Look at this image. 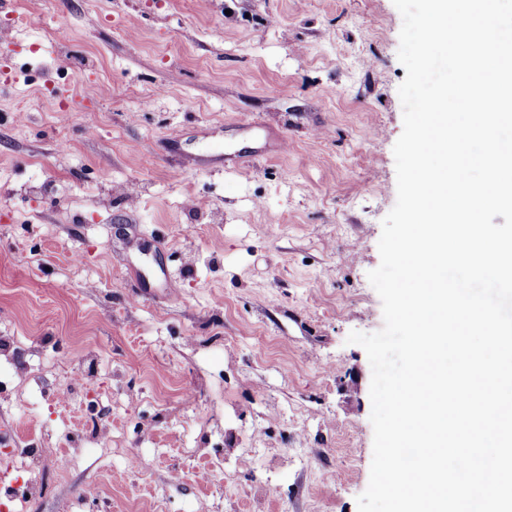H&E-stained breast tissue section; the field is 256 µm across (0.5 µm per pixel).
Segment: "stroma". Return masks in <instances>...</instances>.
<instances>
[{"label": "stroma", "mask_w": 512, "mask_h": 512, "mask_svg": "<svg viewBox=\"0 0 512 512\" xmlns=\"http://www.w3.org/2000/svg\"><path fill=\"white\" fill-rule=\"evenodd\" d=\"M401 26L393 0H0V336L25 351L1 487L31 440L76 457L41 512H357L347 337L383 326Z\"/></svg>", "instance_id": "obj_1"}]
</instances>
